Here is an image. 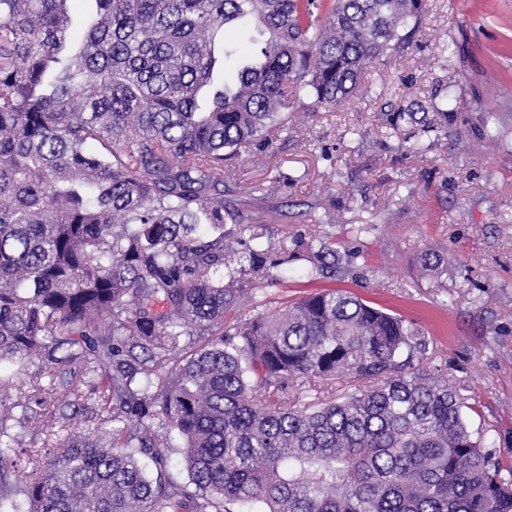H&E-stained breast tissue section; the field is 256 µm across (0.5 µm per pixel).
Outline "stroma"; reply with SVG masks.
Here are the masks:
<instances>
[{"instance_id": "35a3bbf8", "label": "stroma", "mask_w": 512, "mask_h": 512, "mask_svg": "<svg viewBox=\"0 0 512 512\" xmlns=\"http://www.w3.org/2000/svg\"><path fill=\"white\" fill-rule=\"evenodd\" d=\"M332 109L306 101L272 147L224 164V200L294 258L271 268L258 303L345 289L402 317L426 342L422 367L461 390L471 430L512 465V0H428L408 49L368 71ZM452 87L455 112L427 127ZM500 131L479 135L476 104ZM274 183L239 203L233 182ZM332 223H319L322 215ZM345 253L336 274L308 276V246ZM439 255L436 271L424 254ZM287 286H280V277Z\"/></svg>"}]
</instances>
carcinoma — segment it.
Returning a JSON list of instances; mask_svg holds the SVG:
<instances>
[{"label":"carcinoma","instance_id":"carcinoma-1","mask_svg":"<svg viewBox=\"0 0 512 512\" xmlns=\"http://www.w3.org/2000/svg\"><path fill=\"white\" fill-rule=\"evenodd\" d=\"M0 0V503L26 512H512L426 343L345 290L238 315L278 245L224 231V161L407 47L426 0ZM447 88L432 110L454 111ZM274 187L239 182V200ZM309 274L344 257L322 243ZM16 364L29 390L10 396ZM350 384L289 403V386ZM88 388L94 438L21 431ZM177 434L189 481L136 455Z\"/></svg>","mask_w":512,"mask_h":512}]
</instances>
